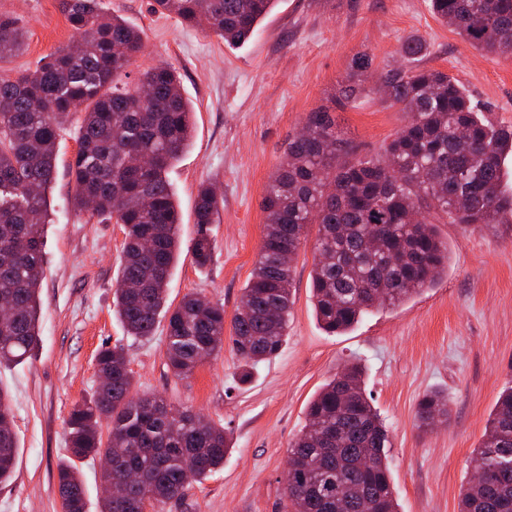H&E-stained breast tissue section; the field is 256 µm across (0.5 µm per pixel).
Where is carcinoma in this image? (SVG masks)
Instances as JSON below:
<instances>
[{"label": "carcinoma", "instance_id": "carcinoma-1", "mask_svg": "<svg viewBox=\"0 0 512 512\" xmlns=\"http://www.w3.org/2000/svg\"><path fill=\"white\" fill-rule=\"evenodd\" d=\"M276 0H154L162 13L204 25L229 46L256 30ZM77 38L34 71L12 76L0 68V298L13 302L0 318V366L21 362L39 341L38 290L45 273L46 192L54 178L60 132L83 112L73 163L72 204L124 230L123 259L114 309L134 337L154 334L169 314L166 360L178 379L224 348V306L188 294L176 307L167 288L181 255L180 216L167 170L189 147L192 110L177 74L157 66L138 83L124 82L143 50L142 33L99 8V0H60ZM433 13L473 48L512 54V0H430ZM24 33L0 17V64L20 52ZM419 43L403 45L404 64L387 67L382 83L368 84L373 57L353 55L340 104L378 92L406 116L376 156H357L336 133L330 111L308 113L306 138L295 137L270 176L263 198L262 243L232 319V350L240 380L271 359L288 336L294 304L293 267L308 225L318 226L312 293L318 321L343 333L373 309L395 305L435 284L448 268V244L425 209L450 224H499L512 216L503 189V164L512 155V125H497L448 74L416 64ZM155 103L146 107L139 93ZM220 201L207 185L196 204L199 230L188 253L208 265L214 242L207 225ZM97 367L108 384L74 405L68 420L70 460L58 467L65 512H86L76 462L101 456L109 484L129 471L141 480L123 498L105 500L103 512H139L144 496L157 503L181 498L185 488L224 466L233 448L224 427L188 407L134 396L122 350L103 348ZM448 415V398L428 392L417 418L428 425ZM108 437H103L102 423ZM340 428L343 440L316 450L318 436ZM388 429L367 396L364 371L352 363L330 378L309 402L305 424L291 442L294 483L312 489L288 495L294 512H398L389 470ZM17 462L13 414L0 392V483ZM474 464L493 479L463 486L459 512H512V388L499 398Z\"/></svg>", "mask_w": 512, "mask_h": 512}]
</instances>
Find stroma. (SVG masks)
Wrapping results in <instances>:
<instances>
[{
	"instance_id": "stroma-1",
	"label": "stroma",
	"mask_w": 512,
	"mask_h": 512,
	"mask_svg": "<svg viewBox=\"0 0 512 512\" xmlns=\"http://www.w3.org/2000/svg\"><path fill=\"white\" fill-rule=\"evenodd\" d=\"M107 13L139 29L145 47L128 83L155 66L173 68L193 109L189 149L169 169L183 255L168 300L197 293L232 319L251 276L263 235L265 187L311 110L330 108L340 138L362 156L376 154L402 125L398 108L373 98L339 108L333 95L352 56L370 52L377 69L400 59L412 39L426 45L424 67L456 78L495 122L512 125V54L473 49L436 18L430 0H279L251 39L231 47L213 32L153 9V0H101ZM0 16L26 32L23 51L0 67L35 70L74 33L60 0H0ZM77 126L57 146L47 192L45 277L39 290L40 342L20 364L0 367V390L14 414L17 465L0 485V512H63L58 466L67 458L73 405L99 385L98 351L123 348L142 395L191 408L230 431L234 446L222 469L191 484L181 499L151 512H291L284 474L288 446L302 429L309 401L350 362L390 434V478L399 512H458L474 449L501 394L512 387V223L442 224L448 268L430 288L365 315L341 335L327 333L311 301L316 225L295 262V303L288 338L248 383L238 381L231 347L205 359L186 379L166 365V322L153 336H129L113 311L120 266V225L70 204ZM223 204L209 234L207 267L188 254L198 227L201 185ZM431 390L448 396V416L421 427L417 407Z\"/></svg>"
}]
</instances>
